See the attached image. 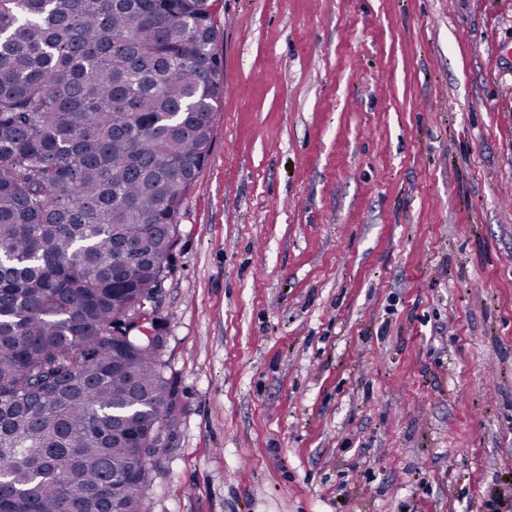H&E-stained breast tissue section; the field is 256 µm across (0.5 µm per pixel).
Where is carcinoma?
<instances>
[{
  "label": "carcinoma",
  "mask_w": 512,
  "mask_h": 512,
  "mask_svg": "<svg viewBox=\"0 0 512 512\" xmlns=\"http://www.w3.org/2000/svg\"><path fill=\"white\" fill-rule=\"evenodd\" d=\"M216 0H0V512H150L162 287L220 94Z\"/></svg>",
  "instance_id": "carcinoma-1"
}]
</instances>
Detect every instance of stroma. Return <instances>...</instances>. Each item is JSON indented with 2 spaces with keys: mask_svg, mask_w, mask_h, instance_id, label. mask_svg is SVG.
Returning a JSON list of instances; mask_svg holds the SVG:
<instances>
[{
  "mask_svg": "<svg viewBox=\"0 0 512 512\" xmlns=\"http://www.w3.org/2000/svg\"><path fill=\"white\" fill-rule=\"evenodd\" d=\"M151 512H512V0H217Z\"/></svg>",
  "mask_w": 512,
  "mask_h": 512,
  "instance_id": "obj_1",
  "label": "stroma"
}]
</instances>
